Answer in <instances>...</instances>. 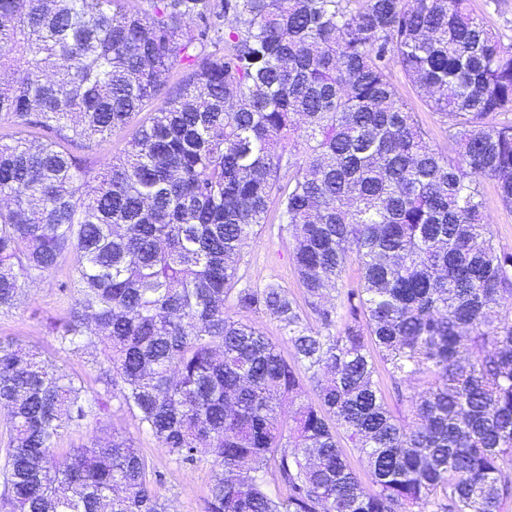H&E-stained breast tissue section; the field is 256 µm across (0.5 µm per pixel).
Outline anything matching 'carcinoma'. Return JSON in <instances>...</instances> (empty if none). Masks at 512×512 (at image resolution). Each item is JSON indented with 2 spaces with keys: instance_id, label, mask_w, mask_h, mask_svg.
Instances as JSON below:
<instances>
[{
  "instance_id": "1",
  "label": "carcinoma",
  "mask_w": 512,
  "mask_h": 512,
  "mask_svg": "<svg viewBox=\"0 0 512 512\" xmlns=\"http://www.w3.org/2000/svg\"><path fill=\"white\" fill-rule=\"evenodd\" d=\"M467 2L0 0V307L70 262L53 333L95 348L102 386L0 340V512H169L120 433L57 455L109 395L176 461L210 456L206 512H504L512 253L480 182L512 205V44ZM392 63L458 160L428 145ZM141 113L103 170L72 153ZM275 196L315 328L278 284L235 289ZM353 260L338 327L323 300ZM231 298L284 324L293 361ZM480 189L486 202L488 224L496 245L505 251H512V207L503 205L492 180H481Z\"/></svg>"
}]
</instances>
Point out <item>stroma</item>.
I'll return each mask as SVG.
<instances>
[{
	"mask_svg": "<svg viewBox=\"0 0 512 512\" xmlns=\"http://www.w3.org/2000/svg\"><path fill=\"white\" fill-rule=\"evenodd\" d=\"M389 76L397 97L412 110L429 145L448 160H456L458 147L448 137L447 122L429 111L424 97L399 66H391ZM480 189L495 243L502 250L511 252L512 207L501 203L494 181L482 180ZM279 215L278 204H271L270 224L264 225L260 234L245 247L239 285L261 288L269 283H278L299 300L303 297V290L293 274L291 240L278 234L276 221ZM63 278L60 272L47 274L29 285L17 305L0 308V338H13L36 347L60 371L80 380L88 391L96 392L100 386L90 356L60 351L52 333L54 324L66 317L71 303L70 297L59 289ZM115 430L133 440L152 472L158 474L157 491L167 499L170 512H205V498L211 479L209 462H176L160 448L152 435L140 428L137 419L118 400L109 401L107 415L91 414L71 426L60 441L58 451L67 453L91 436L106 438Z\"/></svg>",
	"mask_w": 512,
	"mask_h": 512,
	"instance_id": "obj_1",
	"label": "stroma"
}]
</instances>
